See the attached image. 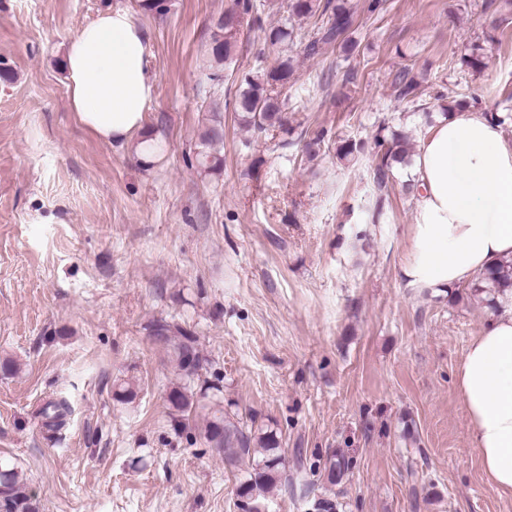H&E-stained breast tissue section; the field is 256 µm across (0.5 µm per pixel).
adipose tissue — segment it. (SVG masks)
I'll use <instances>...</instances> for the list:
<instances>
[{
  "label": "adipose tissue",
  "instance_id": "1",
  "mask_svg": "<svg viewBox=\"0 0 512 512\" xmlns=\"http://www.w3.org/2000/svg\"><path fill=\"white\" fill-rule=\"evenodd\" d=\"M70 110L96 138L126 143L141 132L155 81L148 42L132 14L99 12L65 49ZM417 207L409 285L451 288L512 260V142L483 113L441 118L413 162ZM457 387L491 487L512 498V304L474 336Z\"/></svg>",
  "mask_w": 512,
  "mask_h": 512
}]
</instances>
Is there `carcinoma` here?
<instances>
[{
  "label": "carcinoma",
  "mask_w": 512,
  "mask_h": 512,
  "mask_svg": "<svg viewBox=\"0 0 512 512\" xmlns=\"http://www.w3.org/2000/svg\"><path fill=\"white\" fill-rule=\"evenodd\" d=\"M265 4L256 0H235L230 12L237 16L235 24H227L218 19L214 24L210 42L219 44V48L207 47L206 54L210 66L219 67L233 59L237 46L243 15L256 13ZM282 14L277 25L271 27L266 35L268 43L278 49L277 65L261 72L249 73L242 79L234 102V112L239 124L255 134L279 130L288 133V100L275 91V87L288 81L294 70V59L290 49L298 38L295 22L301 19L315 18L313 36L308 40L307 51L317 52L319 46L339 43L345 55L350 56L356 50V42L346 38L354 24V10L351 0H285L281 4ZM224 143V126L214 120L200 135L202 149L197 153V164L205 171H212L221 165L218 147ZM381 157L375 168L378 186H383L392 169L410 163V151L406 136L393 130L390 136L378 140ZM512 289V261H501L489 267L474 284V290L502 295ZM155 334L167 340L170 335L177 336L174 345L180 371L187 380H192L202 364V358L196 347L194 336L178 326L159 324ZM214 406L206 418L205 437L225 460L233 463L241 458L251 460V471L237 488L238 496L243 499L248 512H261L259 499L276 487L284 468L283 450L277 433L266 431L252 440L239 425V422L224 415L218 395H213ZM168 400L176 411L186 413L193 403L187 394V386H177L168 394ZM70 412V406L64 399L51 400L40 410L45 426L57 427ZM256 447H251V444ZM330 482L338 481L349 469V462L343 457L327 459ZM0 512H39L34 497L27 490L26 480L17 468L0 460Z\"/></svg>",
  "instance_id": "carcinoma-1"
}]
</instances>
